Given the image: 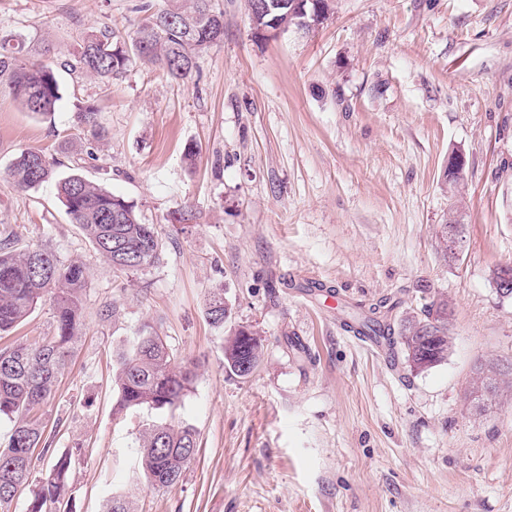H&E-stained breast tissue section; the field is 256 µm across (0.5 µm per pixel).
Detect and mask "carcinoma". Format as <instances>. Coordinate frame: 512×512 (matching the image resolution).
Returning <instances> with one entry per match:
<instances>
[{"label":"carcinoma","instance_id":"obj_1","mask_svg":"<svg viewBox=\"0 0 512 512\" xmlns=\"http://www.w3.org/2000/svg\"><path fill=\"white\" fill-rule=\"evenodd\" d=\"M224 37V13L213 0H169V7L150 15L131 34L87 32L74 61L67 66L81 74L111 81L122 75L135 58L162 67L175 82L191 78L196 59ZM0 83L26 111L37 116L55 112L61 100L53 68L29 55L22 34L0 33ZM79 122L91 136L101 138L104 129L91 105H77ZM54 159L41 151L18 155L9 170L13 187L25 191L56 181L59 201L71 223L79 225L97 252L112 268L131 273L154 265L162 252L155 225L146 224L134 207L99 183L79 174L55 179ZM87 268L79 261H63L41 248L17 250L9 236L0 239V334L17 327L45 297L53 299L54 331L0 347V419L13 422L8 443L0 449V512H10L18 493L31 488L28 512H47L69 490L71 454L61 453L38 485H32L36 450L50 451L42 421L43 409L70 356L82 325V292ZM208 322L224 327L230 309L224 306V289L213 290L205 310ZM358 333L386 336L399 347L409 366L432 368L445 359L448 343V301L434 299L424 317L405 320L392 335L378 311L359 320ZM262 356V340L252 331L238 329L224 340V368L239 377L250 376ZM116 402L113 414L176 406L193 385L191 365L180 366L167 343L152 327L144 325L132 336L116 360ZM512 366L492 363L478 368L486 389L477 396V407L496 399L512 386L503 376ZM197 452L196 430L189 424L155 422L140 438L139 466L154 488L176 485Z\"/></svg>","mask_w":512,"mask_h":512}]
</instances>
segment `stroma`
<instances>
[{"mask_svg":"<svg viewBox=\"0 0 512 512\" xmlns=\"http://www.w3.org/2000/svg\"><path fill=\"white\" fill-rule=\"evenodd\" d=\"M224 38L177 83L133 62L101 83L64 68L86 31L129 33L168 0H0V32L48 43L62 99L52 116L0 87V233L89 269L74 355L45 408L53 452L71 453V512H512V395L475 411L477 366L512 362V0H331L313 31L256 34L247 0H215ZM94 105L105 138L84 135ZM200 152L186 165L188 146ZM27 150L133 204L160 260L116 272L72 224L54 183L13 188ZM456 195L441 182L452 154ZM467 246L445 261L449 201ZM189 208L186 223L173 219ZM223 289V329L206 317ZM445 298L453 346L411 372L348 332L388 300L387 321ZM117 309L109 317V309ZM150 325L195 381L181 404L115 416L116 352ZM258 332L252 375L224 369V338ZM191 424L198 452L169 489L137 470L147 424Z\"/></svg>","mask_w":512,"mask_h":512,"instance_id":"35a3bbf8","label":"stroma"}]
</instances>
